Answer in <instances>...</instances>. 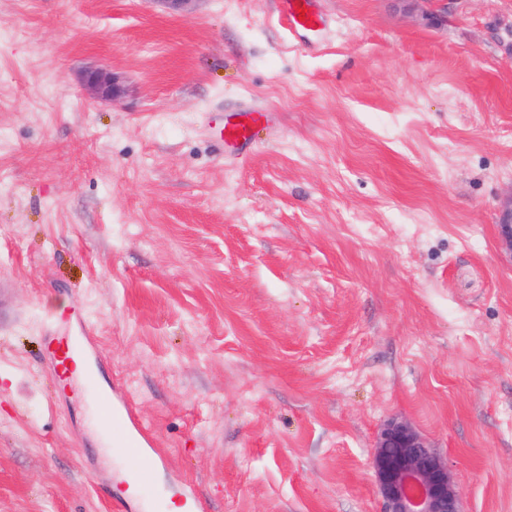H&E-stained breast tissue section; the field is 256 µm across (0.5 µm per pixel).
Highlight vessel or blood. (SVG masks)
<instances>
[{"mask_svg":"<svg viewBox=\"0 0 512 512\" xmlns=\"http://www.w3.org/2000/svg\"><path fill=\"white\" fill-rule=\"evenodd\" d=\"M283 17L290 27L316 32L323 26L322 16L314 9L313 0H283ZM264 117L262 111H252L243 122L225 124L220 138L225 147L238 149L246 145L254 123ZM85 385L93 393L99 425L107 431L113 444L120 448L133 471L148 475L158 462L151 433L140 422L134 408L123 400L112 397L111 390L100 387L94 370H87Z\"/></svg>","mask_w":512,"mask_h":512,"instance_id":"vessel-or-blood-1","label":"vessel or blood"}]
</instances>
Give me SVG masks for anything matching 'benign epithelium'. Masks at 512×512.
Here are the masks:
<instances>
[{
  "mask_svg": "<svg viewBox=\"0 0 512 512\" xmlns=\"http://www.w3.org/2000/svg\"><path fill=\"white\" fill-rule=\"evenodd\" d=\"M85 89L91 96L114 104L126 92L105 70L90 72ZM503 242L512 249V192L499 203ZM371 468L382 499V512H462L461 498L448 461L426 438L403 420L381 430Z\"/></svg>",
  "mask_w": 512,
  "mask_h": 512,
  "instance_id": "benign-epithelium-1",
  "label": "benign epithelium"
}]
</instances>
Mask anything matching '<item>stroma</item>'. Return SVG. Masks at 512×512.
<instances>
[{"label":"stroma","instance_id":"obj_1","mask_svg":"<svg viewBox=\"0 0 512 512\" xmlns=\"http://www.w3.org/2000/svg\"><path fill=\"white\" fill-rule=\"evenodd\" d=\"M318 5L312 36L278 0H0V512H380L392 419L512 512V0ZM74 308L147 483L52 375ZM85 89L91 96L114 104L120 101L126 92L119 80L105 70L90 72L85 80ZM263 118L264 113L262 111L252 110L248 116V121L225 124L220 132L224 147L235 150L246 145L252 134V124L261 121ZM498 210L502 240L512 251V190L500 200Z\"/></svg>","mask_w":512,"mask_h":512}]
</instances>
